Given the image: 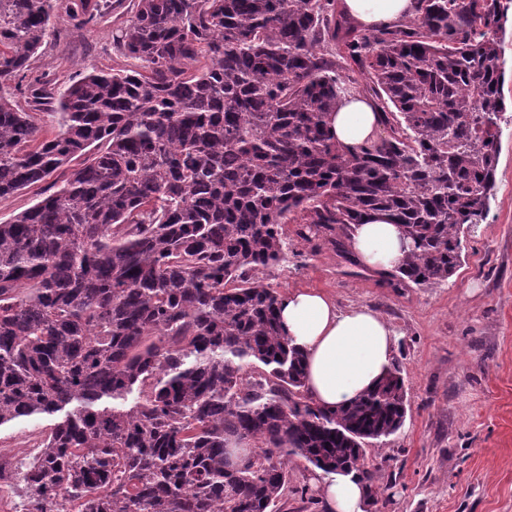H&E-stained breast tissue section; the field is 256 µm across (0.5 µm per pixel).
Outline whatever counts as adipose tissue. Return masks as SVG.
<instances>
[{
  "instance_id": "ef3b65f1",
  "label": "adipose tissue",
  "mask_w": 512,
  "mask_h": 512,
  "mask_svg": "<svg viewBox=\"0 0 512 512\" xmlns=\"http://www.w3.org/2000/svg\"><path fill=\"white\" fill-rule=\"evenodd\" d=\"M416 0H341L343 13L363 29L398 25L416 12ZM337 141L356 150L380 131L378 116L368 100L342 101L329 118ZM408 247L400 227L383 213L353 225L349 248L371 270H388L401 262ZM280 324L304 355L309 395L320 406L347 405L372 389L388 370L394 345L390 325L366 307L339 309L327 293L291 289L279 305ZM318 488L330 512H366L365 487L351 473L330 474Z\"/></svg>"
}]
</instances>
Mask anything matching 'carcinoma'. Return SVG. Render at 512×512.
<instances>
[{"instance_id":"cac0c4a2","label":"carcinoma","mask_w":512,"mask_h":512,"mask_svg":"<svg viewBox=\"0 0 512 512\" xmlns=\"http://www.w3.org/2000/svg\"><path fill=\"white\" fill-rule=\"evenodd\" d=\"M360 29L336 0H138L112 34L138 68L90 73L26 107L0 98V198L76 159L0 223V427L58 420L19 474L25 512H273L288 462L353 472L397 433L398 367L349 406L305 390L304 356L259 274L284 226L346 255L376 212L409 247L394 288L434 287L490 211L507 112L512 0H417ZM58 0H0V81L30 65ZM364 96L383 133L351 152L328 117ZM57 100L60 130L37 115ZM257 446L237 468L228 450Z\"/></svg>"}]
</instances>
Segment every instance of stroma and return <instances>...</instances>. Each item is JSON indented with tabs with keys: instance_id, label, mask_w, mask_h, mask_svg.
Returning a JSON list of instances; mask_svg holds the SVG:
<instances>
[{
	"instance_id": "stroma-1",
	"label": "stroma",
	"mask_w": 512,
	"mask_h": 512,
	"mask_svg": "<svg viewBox=\"0 0 512 512\" xmlns=\"http://www.w3.org/2000/svg\"><path fill=\"white\" fill-rule=\"evenodd\" d=\"M74 0L54 11L52 36L0 95L25 102L45 78L55 92L94 71L135 67L112 47L111 16L84 23ZM464 259L448 282L393 289L386 275L339 257L333 246L297 240L286 264L265 270L280 292L316 288L340 309L366 306L396 333L392 361L410 408L402 428L369 442L364 464L384 492L369 512H512V121L503 127L487 223L464 232ZM287 512H328L317 471L288 465ZM316 497L303 506L299 488Z\"/></svg>"
}]
</instances>
